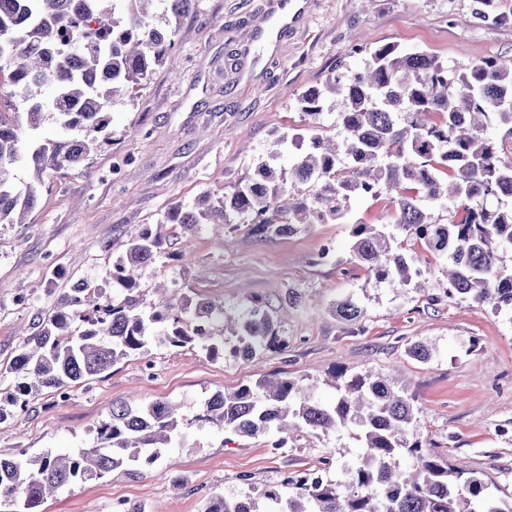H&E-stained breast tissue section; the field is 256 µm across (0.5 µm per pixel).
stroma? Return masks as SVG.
Listing matches in <instances>:
<instances>
[{
	"mask_svg": "<svg viewBox=\"0 0 512 512\" xmlns=\"http://www.w3.org/2000/svg\"><path fill=\"white\" fill-rule=\"evenodd\" d=\"M279 2L196 0L178 25L174 60L137 100L113 103L111 144L88 165L45 177L26 223L0 224V365L15 356L51 296L80 279L100 283L115 258L112 240L157 225L175 203L207 190L222 194L252 176L254 159L277 152L281 134L306 133L316 121L336 135L340 101H328L314 121L297 98L338 64L360 65L351 43H393L451 66L512 62V0H307L301 24L281 28L269 52L262 30ZM348 209V223L308 224L287 237L250 224H201L189 245H170L141 277L145 302L164 281L176 299L207 298L235 318L257 307L280 318L284 346L246 360L229 350L212 359L197 346L153 344L107 378L70 388L67 400L47 393L31 401L0 424V454L93 447L96 426L116 403L174 399L193 420L184 446L135 472L69 486L43 512H113L116 501L146 512H202L211 491L256 495L293 473L321 470L324 456L333 463L323 478L342 479L364 453L354 436L303 433L276 453L271 437L219 433L195 419L212 394L282 375L305 379L332 400L330 380L342 366L406 383L429 447L475 473L502 507L512 506V314L450 297L446 259L409 238L403 246L427 292L376 282L353 257L351 224L389 223L393 209L361 196ZM292 290L299 296L293 305ZM346 297L362 307L359 321L336 315V301ZM472 337L478 347L470 352ZM415 341L434 344L436 355L411 358ZM177 477L185 483L179 491Z\"/></svg>",
	"mask_w": 512,
	"mask_h": 512,
	"instance_id": "1",
	"label": "stroma"
}]
</instances>
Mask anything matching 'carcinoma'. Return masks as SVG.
Instances as JSON below:
<instances>
[{"mask_svg": "<svg viewBox=\"0 0 512 512\" xmlns=\"http://www.w3.org/2000/svg\"><path fill=\"white\" fill-rule=\"evenodd\" d=\"M112 5H106V2ZM195 0H0V59L24 104L0 111V224H22L38 200L43 176L82 166L110 143L109 108L118 97L134 100L154 67L170 57L177 25ZM29 23L17 30L16 19ZM363 66L329 76L299 95L313 119L327 97H340V140L311 128L308 150L287 167L278 155L259 157L254 177L220 196L200 193L175 205L160 223L169 233L134 230L105 275L118 288L103 292L81 281L55 298L19 353L0 368L10 380L0 396V423L25 411L46 390L102 380L119 362L153 342L183 347L195 341L211 357L224 351V334L244 358L282 347L277 322L256 308L228 320L224 308L204 299L180 303L165 296L143 306L141 272L153 266L169 240L189 243L199 224H255L291 235L311 223L313 211L344 222L351 197L385 195L390 224H353V253L377 280L392 287H421V272L402 251L401 232L448 261V295L496 312H512V274L500 252L512 250V63L486 60L467 70L426 52L393 45L354 47ZM51 119L59 139L34 137ZM24 161L34 182L15 186L12 169ZM307 187L300 193V186ZM455 208L440 224L431 209ZM347 321L362 317L351 298L336 303ZM336 397L323 402L296 378H264L205 399L195 419L242 437L273 435L274 450L290 433H348L364 454L341 483L296 473L254 497L212 491L202 512H505L477 476L448 464L419 437L414 398L389 376L372 370L334 375ZM192 421L169 401L114 405L96 427L97 444L70 453L0 456V512H41L44 500L78 482L101 479L152 463L181 444ZM407 456L403 471L396 459Z\"/></svg>", "mask_w": 512, "mask_h": 512, "instance_id": "1", "label": "carcinoma"}]
</instances>
